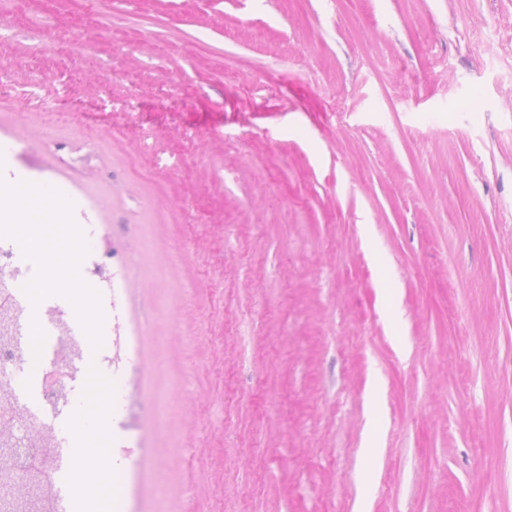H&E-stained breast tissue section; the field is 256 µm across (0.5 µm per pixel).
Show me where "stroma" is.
Instances as JSON below:
<instances>
[{
  "label": "stroma",
  "instance_id": "stroma-1",
  "mask_svg": "<svg viewBox=\"0 0 512 512\" xmlns=\"http://www.w3.org/2000/svg\"><path fill=\"white\" fill-rule=\"evenodd\" d=\"M38 69L0 179L129 256L120 512H512V0H0Z\"/></svg>",
  "mask_w": 512,
  "mask_h": 512
}]
</instances>
